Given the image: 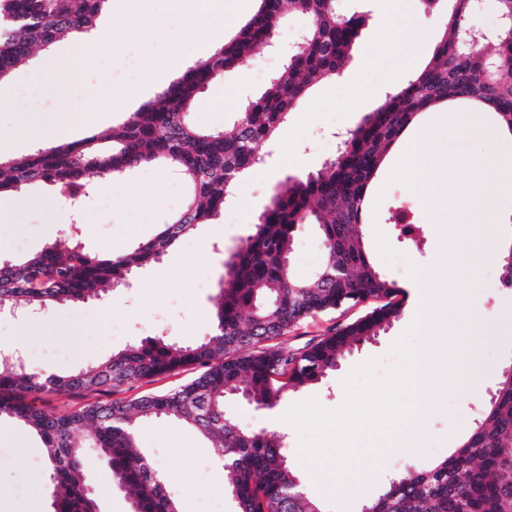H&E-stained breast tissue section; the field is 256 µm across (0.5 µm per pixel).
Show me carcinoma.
<instances>
[{
	"mask_svg": "<svg viewBox=\"0 0 512 512\" xmlns=\"http://www.w3.org/2000/svg\"><path fill=\"white\" fill-rule=\"evenodd\" d=\"M106 2L0 0V84L35 50L91 35ZM421 2L427 12L443 10L446 19L430 60L363 117L333 159L303 179L287 178L274 192L253 231L224 260L207 336L191 345L149 336L67 375L41 373L16 356L0 355V417L32 430L48 448L52 512H99L87 481L91 452L106 464L113 483L133 491L135 512H183L138 444L141 419L182 421L222 449L224 493L233 512H330L304 489L284 438L241 427L225 402L239 392L247 403L271 409L322 382L346 353L401 318L402 290L371 262L361 224L388 153L420 114L446 103L477 104L512 134V29L491 38V53L464 47L459 38L473 0ZM290 12L307 18L303 48L286 58L224 129L195 125L190 114L199 95L222 75L245 69L274 41ZM364 25V17L343 13L338 0H257L235 35L110 134L0 161V193L47 184L66 204L87 196L94 177L109 180L155 163L175 170L188 189L156 237L130 251L90 254L78 243L53 242L32 256L0 262V308L15 310L21 303L39 314L97 298L201 225L218 223L240 176L263 165L259 144L275 141L315 86L347 70ZM303 224L316 226L323 247L310 279L293 265L295 233ZM368 300L378 304L302 347L271 344L310 317ZM184 367L196 375L160 393L63 412L33 404L43 393H109ZM362 512H512V376L502 377L482 419L452 454L427 469L409 466L395 474Z\"/></svg>",
	"mask_w": 512,
	"mask_h": 512,
	"instance_id": "cac0c4a2",
	"label": "carcinoma"
}]
</instances>
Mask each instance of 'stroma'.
Here are the masks:
<instances>
[{
    "mask_svg": "<svg viewBox=\"0 0 512 512\" xmlns=\"http://www.w3.org/2000/svg\"><path fill=\"white\" fill-rule=\"evenodd\" d=\"M339 5L343 12L358 13L366 20L346 79L318 85L310 100L291 113L290 140L261 145L266 163L260 176L229 201L221 223L203 225L173 246L159 262L131 277L128 286L101 299L58 308L37 318L1 317L0 342L17 344L28 366L35 370L67 373L99 363L113 350L147 336L162 334L179 343H192L208 335L224 259L249 233L274 191L287 177L304 176L332 159L337 150V133L355 128L388 90L409 75V68L403 65L409 49H416L418 64H425L444 30L443 14L422 12L420 0H408L411 12L419 15L423 24L417 40L410 31H394L393 18L387 14L383 0H340ZM254 9L253 0H240L236 9L225 8L224 26L220 29L198 23L189 13L172 12L168 0H142L134 12L117 10L112 19L117 39L114 51L100 48L94 41H62L35 53L29 62L16 68L7 83L0 85V97L7 100L0 107V136L8 137L34 114L82 112L95 102L110 106L106 123L97 131L111 132L186 71L190 62L179 56L184 43L201 51L223 43ZM143 13L153 17L157 29L140 27L138 17ZM306 24L303 16H285L277 32L280 51H262L243 73L226 75L207 87L191 114L193 122L204 129H223L232 114L280 70L284 63L282 48L290 46ZM81 51L96 55L97 65L70 78V92L64 102L55 105L41 96L30 102L20 98L17 89L28 86L32 69L48 66L65 74L69 58ZM159 59L170 61L171 69L155 81H147L149 64ZM398 158V152L390 153L377 179L378 184L386 185V194L378 206L368 208L362 229L372 262L404 287L411 281L409 267L422 270L433 264L437 232L433 214L422 206L413 189L387 185ZM124 181L139 195V203L126 205L123 196L117 195L108 213L96 212L101 187L93 185L86 206L95 212V226L77 240L68 235L66 225L52 223L47 213L34 214L21 206L28 197L54 196L51 186L33 185L25 193L0 197V213H11L13 218L12 224L0 227V258L33 253L54 240L69 246L81 242L89 253H120L154 238L174 212L171 192L180 183L178 176L167 167L153 164L125 176ZM400 208L409 210L413 221L423 225L421 242L406 239L395 224L389 223V215ZM477 276L483 281V288L464 292L462 299L477 322L500 323L503 334L494 342L477 338L473 349L478 368L475 390L465 395L448 384L434 393L432 407L418 425V448L387 449L376 466L370 459H362L355 471L353 494L331 498L332 512H360L364 503L378 497L390 474L408 465L424 468L433 460L447 457L475 428L504 370L512 367V288L503 286L501 272L492 263L479 267ZM369 309V304L363 303L317 315L295 327L285 341L304 345L336 325L356 320ZM409 326L408 318H401L377 340L346 356L320 384L291 394L273 409H257L232 400L227 410L243 427L284 435L288 455L297 461L308 493L322 497L318 474L300 463L299 435L284 422V414L294 404L310 398L317 399L325 409L339 408L345 397L342 381L353 367L371 358L387 365L396 363L390 348L403 336L414 349H421L425 336L409 333ZM16 432V438L0 439V512H50L44 486L46 448L27 428L17 427ZM138 438L165 473L168 489L181 501H188L202 482L211 496L210 512H231L232 504L224 494L219 451L198 431L176 421H144L138 426ZM88 474L101 512H132L130 494L111 483L105 464L89 460Z\"/></svg>",
    "mask_w": 512,
    "mask_h": 512,
    "instance_id": "1",
    "label": "stroma"
}]
</instances>
